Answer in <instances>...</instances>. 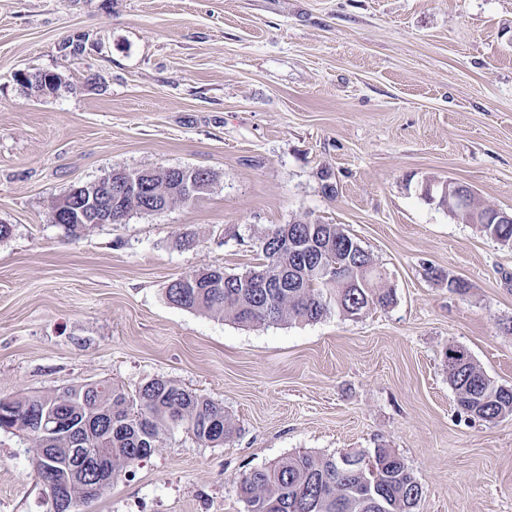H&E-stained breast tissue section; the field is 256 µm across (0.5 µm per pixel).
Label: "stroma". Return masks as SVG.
I'll return each instance as SVG.
<instances>
[{"label":"stroma","instance_id":"1","mask_svg":"<svg viewBox=\"0 0 512 512\" xmlns=\"http://www.w3.org/2000/svg\"><path fill=\"white\" fill-rule=\"evenodd\" d=\"M38 70L58 94L18 84ZM158 167L213 182L53 222L74 183ZM449 179L512 212V0H0V399L164 378L223 406V444L173 428L83 512H245L249 470L378 446L417 512H512V417L460 414L445 363L512 387V246L425 198ZM297 218L351 235L393 304L242 326L167 300ZM32 456L0 430V512H47ZM209 176L211 177V179L210 183H208V186L205 185L201 180L194 179L193 175H191L190 177H188V175L178 176V178H176L178 180V183L176 184V189H170L171 197H173L174 200L179 202H189L201 198L203 196V192L205 193V188L209 187L211 181L213 180L212 176Z\"/></svg>","mask_w":512,"mask_h":512}]
</instances>
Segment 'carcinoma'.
<instances>
[{"label": "carcinoma", "instance_id": "carcinoma-1", "mask_svg": "<svg viewBox=\"0 0 512 512\" xmlns=\"http://www.w3.org/2000/svg\"><path fill=\"white\" fill-rule=\"evenodd\" d=\"M482 231L512 243V224H484ZM260 249L266 263L246 273L213 268L186 277V287L174 280L167 288L169 301L246 326L314 322L333 305L355 316L392 301V289L374 286L378 275L370 255L335 224H277L260 240ZM320 266L333 276H318L314 269ZM445 362L459 410L489 422L512 415V387L489 378L468 350L448 348ZM15 406L70 416L76 432L88 434L90 454L118 476L138 462L133 449L159 448L175 426L207 445L224 443L232 432L222 406L162 378L146 382L134 396L112 384L89 383L27 395ZM28 440L37 472L51 470L58 481L78 485L60 441L36 435ZM238 492L247 512H416L423 490L401 456L375 448L337 458L297 452L244 473Z\"/></svg>", "mask_w": 512, "mask_h": 512}]
</instances>
